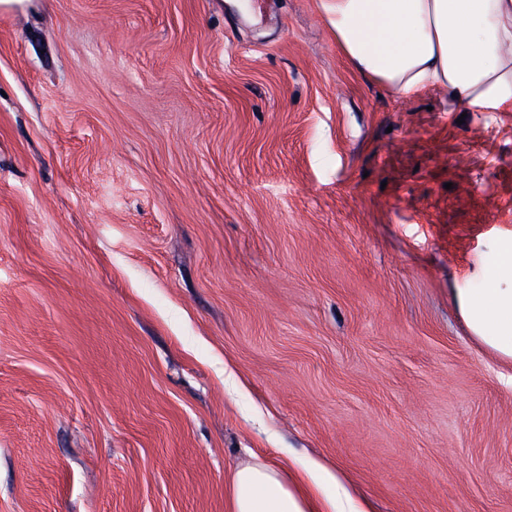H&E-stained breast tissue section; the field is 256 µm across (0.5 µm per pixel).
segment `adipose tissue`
<instances>
[{
    "label": "adipose tissue",
    "instance_id": "obj_1",
    "mask_svg": "<svg viewBox=\"0 0 512 512\" xmlns=\"http://www.w3.org/2000/svg\"><path fill=\"white\" fill-rule=\"evenodd\" d=\"M349 65L399 94L425 88L484 112L512 111V0H314ZM454 302L476 337L512 358V238ZM228 512H369L335 472L254 460L226 481Z\"/></svg>",
    "mask_w": 512,
    "mask_h": 512
}]
</instances>
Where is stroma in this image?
Segmentation results:
<instances>
[{"instance_id":"1","label":"stroma","mask_w":512,"mask_h":512,"mask_svg":"<svg viewBox=\"0 0 512 512\" xmlns=\"http://www.w3.org/2000/svg\"><path fill=\"white\" fill-rule=\"evenodd\" d=\"M512 112L354 71L314 0L0 13V512H228L260 458L512 512ZM493 249L496 263L479 271V288H457L454 302L476 338L512 358V238Z\"/></svg>"}]
</instances>
